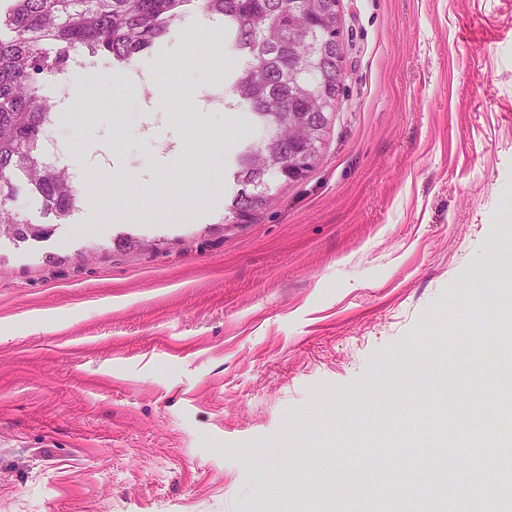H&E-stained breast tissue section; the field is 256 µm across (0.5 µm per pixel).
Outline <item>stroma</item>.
Masks as SVG:
<instances>
[{
	"instance_id": "stroma-1",
	"label": "stroma",
	"mask_w": 512,
	"mask_h": 512,
	"mask_svg": "<svg viewBox=\"0 0 512 512\" xmlns=\"http://www.w3.org/2000/svg\"><path fill=\"white\" fill-rule=\"evenodd\" d=\"M345 81L317 167L250 224L224 205L249 123L199 107L224 86L223 22L173 27L157 112L179 151L126 119L63 116V166L110 175L41 241L0 238V512H347L356 460L390 498L465 472L432 443L439 374L474 388L451 340L512 324V0H340ZM161 241L123 252L115 237ZM417 429L424 455L373 451Z\"/></svg>"
}]
</instances>
